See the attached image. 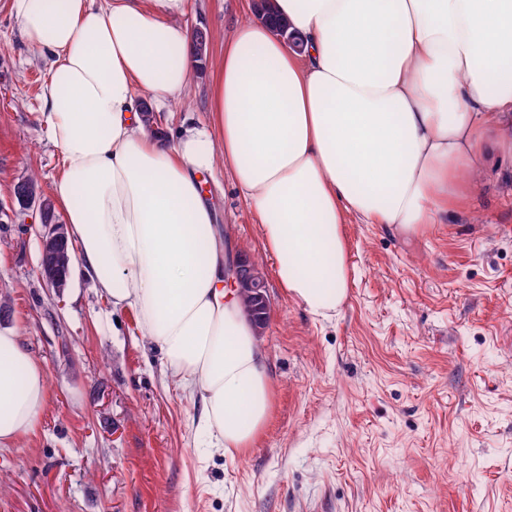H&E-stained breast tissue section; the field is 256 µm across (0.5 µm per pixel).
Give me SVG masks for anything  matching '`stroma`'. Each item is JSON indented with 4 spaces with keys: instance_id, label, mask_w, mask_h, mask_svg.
<instances>
[{
    "instance_id": "obj_1",
    "label": "stroma",
    "mask_w": 512,
    "mask_h": 512,
    "mask_svg": "<svg viewBox=\"0 0 512 512\" xmlns=\"http://www.w3.org/2000/svg\"><path fill=\"white\" fill-rule=\"evenodd\" d=\"M248 15L249 0H190L184 23L213 39L158 114L164 133L211 121L224 27ZM49 63L0 0V297L49 379L37 434L0 449V512H512V137L447 223L403 234L347 218L349 292L327 320L285 295L231 179L205 180L271 304V421L232 457L200 432L199 398L133 311L83 274L60 293L40 276V212L12 190L31 177L54 197L59 154L39 120Z\"/></svg>"
}]
</instances>
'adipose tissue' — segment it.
<instances>
[{
  "mask_svg": "<svg viewBox=\"0 0 512 512\" xmlns=\"http://www.w3.org/2000/svg\"><path fill=\"white\" fill-rule=\"evenodd\" d=\"M274 6L291 38L250 18L225 29L214 120L170 141L140 107H166L191 80L187 0H10L31 49L51 56L40 121L77 261L198 392L199 426L230 456L257 447L274 386L225 282L236 249L202 174L223 166L280 286L328 319L347 295L345 216L403 232L442 223L462 173L512 127V0ZM47 398L43 364L0 328V449L36 434Z\"/></svg>",
  "mask_w": 512,
  "mask_h": 512,
  "instance_id": "ef3b65f1",
  "label": "adipose tissue"
}]
</instances>
